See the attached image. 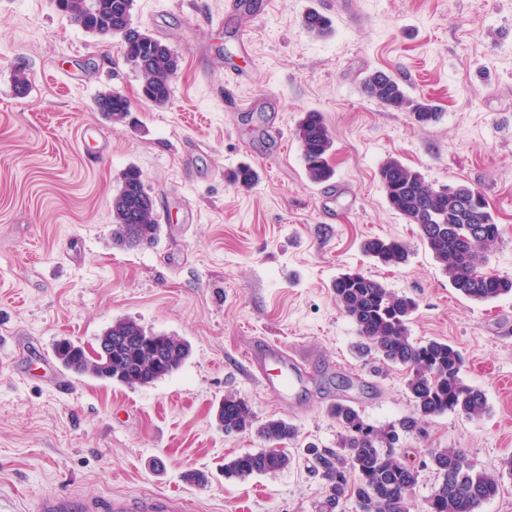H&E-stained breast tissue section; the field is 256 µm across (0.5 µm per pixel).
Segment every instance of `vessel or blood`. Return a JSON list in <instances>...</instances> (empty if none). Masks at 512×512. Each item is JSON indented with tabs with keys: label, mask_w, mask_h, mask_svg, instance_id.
Here are the masks:
<instances>
[{
	"label": "vessel or blood",
	"mask_w": 512,
	"mask_h": 512,
	"mask_svg": "<svg viewBox=\"0 0 512 512\" xmlns=\"http://www.w3.org/2000/svg\"><path fill=\"white\" fill-rule=\"evenodd\" d=\"M298 362L287 346L265 341L254 344L249 352L248 367L254 377L260 380L265 390L276 400L287 401L299 377L296 371ZM278 364L277 377H269V364ZM178 498H144L115 496L108 502L106 512H181Z\"/></svg>",
	"instance_id": "b4317fda"
}]
</instances>
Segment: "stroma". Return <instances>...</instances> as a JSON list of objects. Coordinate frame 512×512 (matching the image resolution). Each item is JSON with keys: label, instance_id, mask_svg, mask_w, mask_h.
I'll list each match as a JSON object with an SVG mask.
<instances>
[{"label": "stroma", "instance_id": "35a3bbf8", "mask_svg": "<svg viewBox=\"0 0 512 512\" xmlns=\"http://www.w3.org/2000/svg\"><path fill=\"white\" fill-rule=\"evenodd\" d=\"M224 2L134 0L133 25L180 59L159 107L118 41L84 31L54 0H0V512H37L50 495L316 512L324 486L303 450L335 447L330 406L346 401L377 426L412 410L406 369L361 355L334 300L332 282L349 270L415 298L412 336L457 347L463 380L487 399L482 416L446 413L427 437L403 438L419 470L411 512L436 483L422 466L433 449H463L489 471L512 458V296L476 302L452 288L378 178L393 157L433 186L477 188L502 229L488 267L512 278V0H237L231 17ZM311 9L330 19L329 36L303 27ZM377 70L432 100L440 119L421 127L368 99L361 82ZM105 91L130 101L126 123L96 111ZM311 110L334 134L327 186L307 180L294 137ZM85 127L95 134L82 144ZM243 165L259 175L248 188L233 180ZM131 166L162 216L151 248L112 243V196ZM372 237L405 242L408 262L366 256ZM119 318L187 339L191 357L135 388L57 363L58 341L95 349ZM264 340L315 352L295 400L275 401L248 370L246 350ZM228 393L257 421L295 427L285 468L225 479V459L264 446L217 425ZM194 471L206 485L189 481Z\"/></svg>", "mask_w": 512, "mask_h": 512}]
</instances>
